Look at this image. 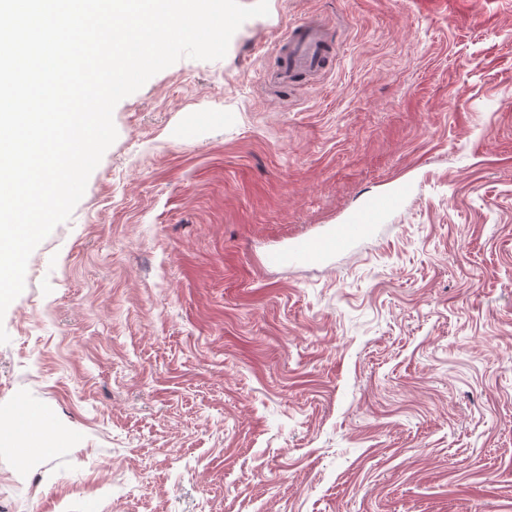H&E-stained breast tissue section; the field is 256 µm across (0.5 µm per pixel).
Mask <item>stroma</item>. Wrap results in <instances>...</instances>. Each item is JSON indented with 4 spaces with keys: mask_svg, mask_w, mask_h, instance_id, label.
Masks as SVG:
<instances>
[{
    "mask_svg": "<svg viewBox=\"0 0 512 512\" xmlns=\"http://www.w3.org/2000/svg\"><path fill=\"white\" fill-rule=\"evenodd\" d=\"M311 17L334 67L273 91ZM113 121L0 319V425L52 445L0 444V512H512V0H269ZM411 192L408 182L398 181L391 191L370 196L363 208L347 222L330 224L322 232L271 248L264 261L268 266L282 268L324 262L368 237L402 206Z\"/></svg>",
    "mask_w": 512,
    "mask_h": 512,
    "instance_id": "1",
    "label": "stroma"
}]
</instances>
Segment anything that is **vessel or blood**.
<instances>
[{"instance_id":"1","label":"vessel or blood","mask_w":512,"mask_h":512,"mask_svg":"<svg viewBox=\"0 0 512 512\" xmlns=\"http://www.w3.org/2000/svg\"><path fill=\"white\" fill-rule=\"evenodd\" d=\"M279 44L282 62L268 76L273 88L286 89L297 76L323 74L334 64L336 49L322 21L310 19L287 27ZM411 192L408 182H397L391 191L370 196L347 222L329 225L322 232L271 248L264 261L268 266L282 268L326 261L368 237L402 206Z\"/></svg>"}]
</instances>
